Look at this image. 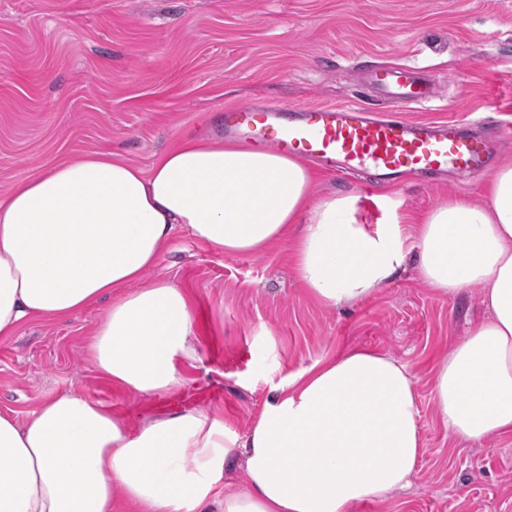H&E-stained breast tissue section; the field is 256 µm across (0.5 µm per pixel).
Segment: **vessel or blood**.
<instances>
[{
  "instance_id": "vessel-or-blood-1",
  "label": "vessel or blood",
  "mask_w": 512,
  "mask_h": 512,
  "mask_svg": "<svg viewBox=\"0 0 512 512\" xmlns=\"http://www.w3.org/2000/svg\"><path fill=\"white\" fill-rule=\"evenodd\" d=\"M370 83L394 104H425L436 96L433 82L412 65L373 69ZM224 134L330 171L368 167L378 183L395 185L419 173L487 170L490 138L511 136L512 129L491 124L477 133L456 120L376 115L357 103L288 108L251 103L225 108Z\"/></svg>"
}]
</instances>
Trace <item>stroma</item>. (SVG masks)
<instances>
[{
	"mask_svg": "<svg viewBox=\"0 0 512 512\" xmlns=\"http://www.w3.org/2000/svg\"><path fill=\"white\" fill-rule=\"evenodd\" d=\"M399 63L424 68L437 88L426 106L401 107L408 118L512 123V0H0V198L90 149L149 168L181 139L219 131L229 106L385 109L366 78ZM489 177L378 186L363 217L376 223L390 207L419 217L454 196L479 203ZM369 178L315 170L311 200L359 194ZM293 249L288 237L228 254L177 227L146 277L194 303L197 358L183 386L139 396L100 377L89 353L100 303L0 338V412L22 421L50 396L86 392L136 424L197 409L242 433L288 374L373 349L410 367L424 446L409 487L355 512H512V438L450 437L432 395L435 364L483 312L481 289L439 295L409 264L375 294L327 305L301 286Z\"/></svg>",
	"mask_w": 512,
	"mask_h": 512,
	"instance_id": "1",
	"label": "stroma"
}]
</instances>
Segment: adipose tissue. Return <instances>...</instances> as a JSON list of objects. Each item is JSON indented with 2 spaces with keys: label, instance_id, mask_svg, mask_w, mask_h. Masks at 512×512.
Instances as JSON below:
<instances>
[{
  "label": "adipose tissue",
  "instance_id": "ef3b65f1",
  "mask_svg": "<svg viewBox=\"0 0 512 512\" xmlns=\"http://www.w3.org/2000/svg\"><path fill=\"white\" fill-rule=\"evenodd\" d=\"M298 159L185 138L150 169L99 151L48 168L0 201V336L107 302L90 345L97 373L139 395L179 388L196 357L188 295L144 281L176 225L220 252L258 253L298 226L295 269L329 304L374 294L406 264L443 296L479 287L486 314L434 367L450 436L512 437V158L484 204L454 197L413 229L365 223L356 196L311 203ZM422 446L414 376L353 350L289 374L246 433L202 410L132 427L86 393L0 413V512H354L409 484ZM243 461L248 480L224 486Z\"/></svg>",
  "mask_w": 512,
  "mask_h": 512
}]
</instances>
